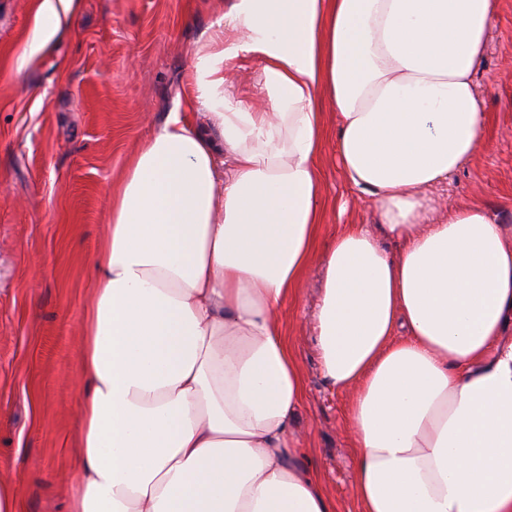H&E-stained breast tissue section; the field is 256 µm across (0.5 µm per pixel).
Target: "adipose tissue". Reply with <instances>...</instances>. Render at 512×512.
<instances>
[{
    "label": "adipose tissue",
    "mask_w": 512,
    "mask_h": 512,
    "mask_svg": "<svg viewBox=\"0 0 512 512\" xmlns=\"http://www.w3.org/2000/svg\"><path fill=\"white\" fill-rule=\"evenodd\" d=\"M74 0H38L17 66ZM495 0H233L182 111L128 159L90 262L69 512H335L299 461L306 386L280 317L322 222L324 105L350 191L315 318L349 408L361 512H512V226L428 222L475 157ZM252 57L271 104L235 99ZM400 249L389 253L381 237Z\"/></svg>",
    "instance_id": "ef3b65f1"
}]
</instances>
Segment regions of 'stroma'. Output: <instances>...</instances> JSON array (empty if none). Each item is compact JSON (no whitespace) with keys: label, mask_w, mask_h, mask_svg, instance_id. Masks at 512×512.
Here are the masks:
<instances>
[{"label":"stroma","mask_w":512,"mask_h":512,"mask_svg":"<svg viewBox=\"0 0 512 512\" xmlns=\"http://www.w3.org/2000/svg\"><path fill=\"white\" fill-rule=\"evenodd\" d=\"M37 0H0V480L20 512H67L79 394L78 325L108 189L141 141L182 109L197 42L232 0H77L23 71L15 60ZM486 122L473 161L431 190L440 206L482 198L512 225V0H497L475 74ZM328 202L311 272L280 312L307 400L302 461L336 512H361L348 408L321 372L312 317L324 255L345 224H372L351 196L334 142L318 161ZM348 200L345 213L335 203Z\"/></svg>","instance_id":"obj_1"}]
</instances>
